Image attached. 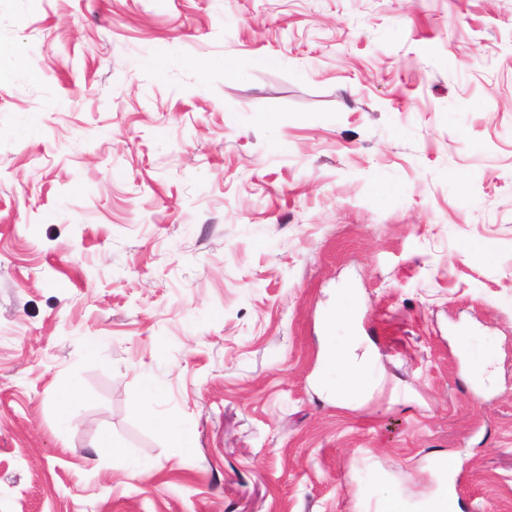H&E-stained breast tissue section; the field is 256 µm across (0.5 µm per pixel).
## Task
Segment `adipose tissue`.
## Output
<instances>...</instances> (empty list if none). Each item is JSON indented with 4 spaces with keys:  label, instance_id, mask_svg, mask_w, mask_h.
Masks as SVG:
<instances>
[{
    "label": "adipose tissue",
    "instance_id": "adipose-tissue-1",
    "mask_svg": "<svg viewBox=\"0 0 512 512\" xmlns=\"http://www.w3.org/2000/svg\"><path fill=\"white\" fill-rule=\"evenodd\" d=\"M324 321L328 334L319 352L324 371L321 386L328 397L341 404L353 382L366 381L377 355L372 347L365 345L363 337L358 336L355 316L345 307L328 312ZM340 325L345 328L341 337L335 334ZM375 512H461V509L457 495L443 488L415 505L392 493L380 495Z\"/></svg>",
    "mask_w": 512,
    "mask_h": 512
}]
</instances>
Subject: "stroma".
<instances>
[{
    "label": "stroma",
    "instance_id": "obj_1",
    "mask_svg": "<svg viewBox=\"0 0 512 512\" xmlns=\"http://www.w3.org/2000/svg\"><path fill=\"white\" fill-rule=\"evenodd\" d=\"M0 45V512H374L438 456L512 512V0H0ZM351 299L352 296L347 295L337 310L328 312L324 317L328 335L324 336L319 352L324 371L322 389L339 404L344 403L347 391L354 381H361L365 388L372 385L367 375L377 360L375 350L364 345L365 336L357 334L355 315L346 310L345 306L351 309ZM336 325L345 327L344 336L336 338L333 335ZM338 365L342 366V370L336 373ZM82 398L78 381L73 377H65L57 391L58 421L61 425L70 422L71 409Z\"/></svg>",
    "mask_w": 512,
    "mask_h": 512
}]
</instances>
